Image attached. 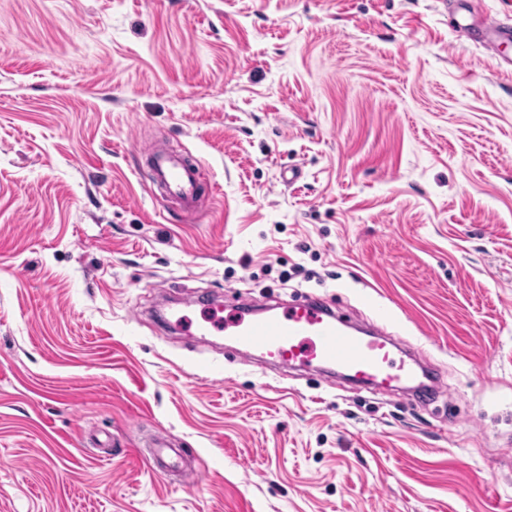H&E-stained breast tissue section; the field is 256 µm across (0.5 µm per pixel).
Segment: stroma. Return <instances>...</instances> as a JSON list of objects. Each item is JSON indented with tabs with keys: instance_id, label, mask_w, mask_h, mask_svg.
<instances>
[{
	"instance_id": "obj_1",
	"label": "stroma",
	"mask_w": 512,
	"mask_h": 512,
	"mask_svg": "<svg viewBox=\"0 0 512 512\" xmlns=\"http://www.w3.org/2000/svg\"><path fill=\"white\" fill-rule=\"evenodd\" d=\"M512 0H0V512H512ZM202 159L201 208L139 178ZM298 169L289 178V169ZM325 298L351 390L164 315ZM185 449L184 487L146 457ZM478 34L483 43L493 48L495 43L507 39L509 40V31L501 26L499 19L490 13H485L477 22Z\"/></svg>"
}]
</instances>
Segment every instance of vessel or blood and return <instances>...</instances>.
Instances as JSON below:
<instances>
[{"instance_id":"obj_1","label":"vessel or blood","mask_w":512,"mask_h":512,"mask_svg":"<svg viewBox=\"0 0 512 512\" xmlns=\"http://www.w3.org/2000/svg\"><path fill=\"white\" fill-rule=\"evenodd\" d=\"M457 31L468 38L480 36L490 47L512 35L489 13L474 25L459 22ZM145 155L150 183L185 208H193L199 197V162L155 148L146 150ZM216 328L224 331L225 349L238 354L297 362L384 389L406 388L416 381L414 369L393 357L395 342L387 332L362 331L344 320L331 304L320 300L299 299L280 310L247 309L228 321L213 312L196 330L207 333ZM149 464L156 471L180 472L188 487L199 480L196 469L185 466L180 451L163 443L158 444Z\"/></svg>"}]
</instances>
